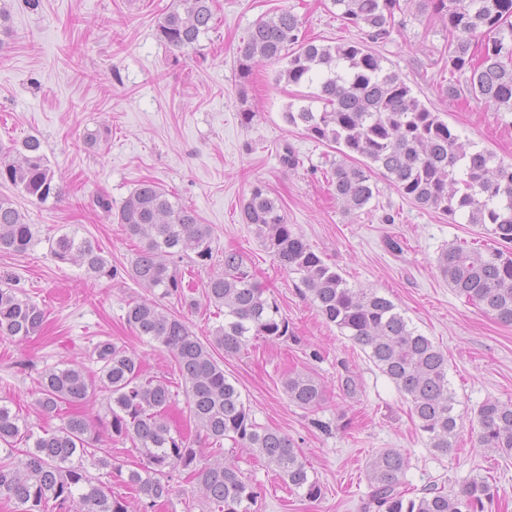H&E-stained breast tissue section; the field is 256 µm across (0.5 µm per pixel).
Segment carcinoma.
I'll list each match as a JSON object with an SVG mask.
<instances>
[{"mask_svg": "<svg viewBox=\"0 0 512 512\" xmlns=\"http://www.w3.org/2000/svg\"><path fill=\"white\" fill-rule=\"evenodd\" d=\"M448 15V37L441 71L448 72L449 98L470 95L488 106L512 111V0H428ZM336 18L361 31L358 41L336 46L317 44L303 34L290 10L257 21L240 47L239 77L248 81L255 60L270 65L288 59L284 71L293 85L318 83L315 96L322 108L288 109L289 125L302 126L319 142L336 145L344 156L363 158L357 166L338 164L327 183L349 210L374 197L373 175L379 171L400 194L421 208L483 227L493 245L475 247L466 241L442 253L439 268L448 285L504 325H512V164L495 161L484 151H468L458 136L427 108L400 75L383 67L367 44L391 35L400 0H331ZM214 0H179L157 24L159 39L176 50L194 47L215 25ZM9 182L44 203L62 189L43 152L41 140L0 141V182ZM95 205L121 224L141 246L128 274L147 288L161 289L163 298L184 297L183 277L170 260L193 251L212 258L211 229L197 212L173 201L153 181L144 180L112 213V200ZM242 219L256 227L280 267L301 275V283L326 322L335 325L368 355L381 373L409 399L414 425L441 455L456 447L458 419L455 393L448 381V359L375 288H352L327 264L304 237L285 221L282 207L263 185L253 187L243 204ZM34 233L26 216L7 196H0V251L21 254ZM55 258L74 263L94 278L113 277L117 269L91 240L71 230L51 244ZM224 270L204 283L206 299L224 309V322L203 343L184 319L156 301H132L125 321L138 336L170 353L185 383L189 420L199 439L222 449H251L276 472L288 488L308 500L323 489L288 436L261 426L238 388L224 375L214 356L237 355L256 337L279 340L292 333L288 319L265 296L243 255L224 253ZM45 312L23 298L18 289L0 287V337L24 340L43 326ZM100 363L98 382L110 400L102 419L112 441H130L141 462L125 470L112 463L110 449L90 431L79 414L62 426L35 433L19 415L0 406V499L21 512H44L48 502L58 512H128V501L112 495L90 469H111L131 490L143 512L168 501L173 481L184 475L199 481L210 512H251L254 483L235 464L206 462L199 448L174 432L165 413L176 401L166 381L144 374L139 357L109 339L92 350ZM282 387L288 400L315 411L324 402L321 384L310 374L291 372ZM89 384L81 369L53 368L40 382V411L59 414L62 406H80ZM478 443L512 455V402L488 400L477 411ZM407 459L386 448L367 464L371 494L365 512H485L494 493L489 477L474 478L455 492L433 484L422 495L400 490Z\"/></svg>", "mask_w": 512, "mask_h": 512, "instance_id": "obj_1", "label": "carcinoma"}]
</instances>
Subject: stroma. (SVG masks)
<instances>
[{"instance_id":"obj_1","label":"stroma","mask_w":512,"mask_h":512,"mask_svg":"<svg viewBox=\"0 0 512 512\" xmlns=\"http://www.w3.org/2000/svg\"><path fill=\"white\" fill-rule=\"evenodd\" d=\"M400 3L390 38L372 45V53L471 149L512 164V112L451 99L440 88L447 18L427 0ZM177 4L42 0L33 12L23 0H0L10 28L0 37V139H41L63 187L59 198L41 203L0 184V195L15 201L34 232L26 253L0 252V280L46 314L42 333L22 342L0 337V405L25 418L33 431L60 426L61 418H44L37 406L43 372L76 364L86 378H96L99 365L90 353L107 338L133 350L148 375L178 381L170 355L135 335L124 320L129 302L160 298L128 274L139 242L93 204L102 194L120 206L138 183L151 180L194 208L211 229L212 259L193 255L178 263L179 272L195 282V307L173 298L163 300L165 306L208 341L224 314L206 301L204 284L220 271L225 252L237 250L293 329L285 339H253L241 354L221 360L256 422L287 434L324 487L320 500L301 498L251 450L235 449L232 461L258 492L257 512H362L370 491L366 465L385 448L401 449L408 459L402 485L408 496L434 483L455 490L490 472L495 502L488 512H512V456L475 441L478 407L489 399L512 401V325L449 288L438 265L442 251L456 243L483 240L482 227L418 207L380 175L373 199L362 209L345 210L324 177L342 155L283 117L298 99L314 104L315 87L289 84L278 78L277 67L260 60L247 83L237 75V52L248 29L281 9L297 14L308 37L322 44L358 40L359 29L336 19L330 0H215L216 25L182 53L156 34L160 17ZM245 109L256 114L252 125L240 119ZM91 133L97 146L86 141ZM288 147L302 167L282 165ZM258 184L350 287L377 289L447 355L460 417L456 453L443 456L429 447L394 384L326 323L299 274L280 269L254 226L244 223L242 206ZM74 228L101 248L116 277L91 278L52 256L53 239ZM390 237L401 240L402 252L386 248ZM291 371L320 381L326 394L321 409L309 412L289 401L282 378ZM349 378L355 389H346Z\"/></svg>"}]
</instances>
